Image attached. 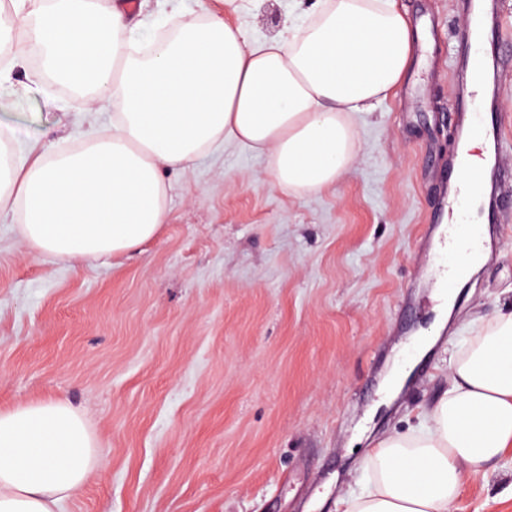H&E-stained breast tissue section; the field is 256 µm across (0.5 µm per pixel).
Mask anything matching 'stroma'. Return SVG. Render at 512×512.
I'll return each mask as SVG.
<instances>
[{
  "label": "stroma",
  "mask_w": 512,
  "mask_h": 512,
  "mask_svg": "<svg viewBox=\"0 0 512 512\" xmlns=\"http://www.w3.org/2000/svg\"><path fill=\"white\" fill-rule=\"evenodd\" d=\"M137 33L221 14L253 40L279 37L325 0H128ZM436 29L371 111L336 183L276 188L249 146L165 169L168 220L131 256L85 270L27 255L0 219V409L64 398L104 467L60 512H337L376 440L417 425L448 387L451 347L512 305V198L494 255L438 315L433 279L440 166L456 148L448 71L465 18L456 0H396ZM0 86L15 151L78 143L82 101ZM512 454L462 481L460 512H512Z\"/></svg>",
  "instance_id": "35a3bbf8"
}]
</instances>
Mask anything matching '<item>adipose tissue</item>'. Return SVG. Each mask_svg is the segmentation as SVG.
Here are the masks:
<instances>
[{"instance_id": "1", "label": "adipose tissue", "mask_w": 512, "mask_h": 512, "mask_svg": "<svg viewBox=\"0 0 512 512\" xmlns=\"http://www.w3.org/2000/svg\"><path fill=\"white\" fill-rule=\"evenodd\" d=\"M0 53L112 104V125L76 146L15 156L0 126V212L27 254L94 265L136 252L168 217L164 168L184 169L227 142L264 154L279 188L334 184L356 156L351 111L367 110L405 75L413 32L395 0H329L287 37L249 41L209 14L131 39L128 12L108 0H14ZM419 428L376 441L363 488L343 512H456L465 475L512 451V306L463 337L448 389ZM97 439L60 398L0 409V512H57L102 467Z\"/></svg>"}]
</instances>
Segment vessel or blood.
Wrapping results in <instances>:
<instances>
[{
    "label": "vessel or blood",
    "mask_w": 512,
    "mask_h": 512,
    "mask_svg": "<svg viewBox=\"0 0 512 512\" xmlns=\"http://www.w3.org/2000/svg\"><path fill=\"white\" fill-rule=\"evenodd\" d=\"M461 9L467 24L453 74L456 98L451 119L459 142L479 137L493 151L479 164L464 152L449 158L443 207L429 217L430 223L446 227L449 247L442 252L438 270L452 276L479 255L481 227L496 223L504 189L512 183V170L501 163L505 129L498 115L506 93L500 76L512 69V53L502 49L500 36L512 26L505 20L501 0H462Z\"/></svg>",
    "instance_id": "1"
}]
</instances>
